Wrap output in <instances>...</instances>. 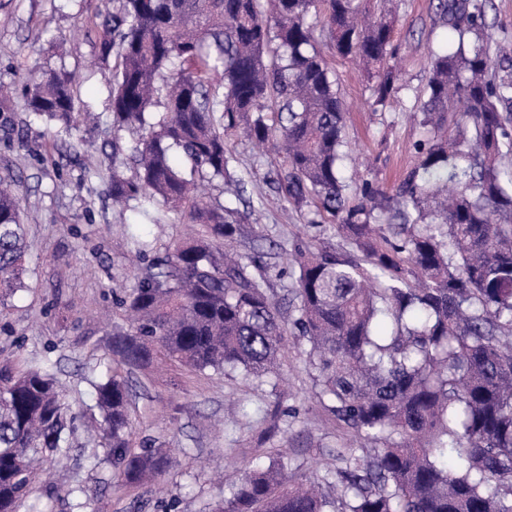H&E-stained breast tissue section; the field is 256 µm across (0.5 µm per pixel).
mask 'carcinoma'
<instances>
[{
    "mask_svg": "<svg viewBox=\"0 0 512 512\" xmlns=\"http://www.w3.org/2000/svg\"><path fill=\"white\" fill-rule=\"evenodd\" d=\"M270 2L266 14L260 0H112L104 15L113 123L135 134L112 145V200L200 226L115 299L130 325L113 347L132 365L160 353L261 381L288 338L305 344L316 395L365 455L340 454L333 502L296 483L280 450L214 512H512V77L490 75L484 8L436 0L448 42L430 51L417 106L434 135L414 145L416 165L385 197L367 179H343L346 103L316 47V19L335 53L375 79L376 111L399 80L386 66L390 0L367 24L365 0ZM27 107L66 130L90 116L76 111L66 73L42 74ZM240 131L282 155L278 198L310 208V223L350 246L294 248L289 320L266 279L224 252L238 212L194 194L207 173L241 185L228 145ZM19 190L0 179V307L27 272ZM95 401L115 470L132 482L162 475V449L130 448L126 381L108 376ZM72 425L49 369L0 362V512H21L44 457L68 456Z\"/></svg>",
    "mask_w": 512,
    "mask_h": 512,
    "instance_id": "cac0c4a2",
    "label": "carcinoma"
}]
</instances>
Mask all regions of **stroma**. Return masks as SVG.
<instances>
[{
  "label": "stroma",
  "instance_id": "obj_1",
  "mask_svg": "<svg viewBox=\"0 0 512 512\" xmlns=\"http://www.w3.org/2000/svg\"><path fill=\"white\" fill-rule=\"evenodd\" d=\"M100 0H0V83L13 90L0 112V177L19 180L30 245L26 287L7 301L0 320V361L18 369L47 367L63 388L74 418L71 450L47 458L25 512H212L226 486L284 449L296 478L323 479L340 462L347 426L317 399L302 342L293 340L277 385L239 374L199 372L171 362L127 366L112 338L128 323L112 305L135 287L155 257L189 231L180 214L112 205V108L103 75L115 58L100 51ZM401 81L390 105L370 111L372 83L356 63L330 62L348 105L344 150L365 177L392 192L415 161L414 144L427 129L413 112L423 96L431 49L447 31L434 20L432 0H399L393 20ZM73 74L78 105L99 119L63 131L28 111L26 93L45 72ZM230 148L240 194L222 180H202L205 199L247 213L227 250L259 258L273 292L291 298L288 248L296 239L342 247L331 225L311 224L305 211L277 201V158L270 146L238 138ZM121 368L131 386L134 445L169 450L174 464L162 485L118 477L99 438L93 381Z\"/></svg>",
  "mask_w": 512,
  "mask_h": 512
}]
</instances>
